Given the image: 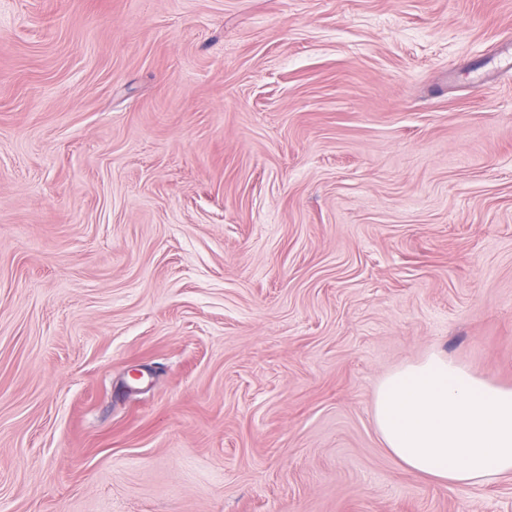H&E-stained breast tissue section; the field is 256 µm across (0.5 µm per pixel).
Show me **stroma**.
<instances>
[{
	"label": "stroma",
	"instance_id": "1",
	"mask_svg": "<svg viewBox=\"0 0 512 512\" xmlns=\"http://www.w3.org/2000/svg\"><path fill=\"white\" fill-rule=\"evenodd\" d=\"M512 0H0V512H512L373 421L512 387Z\"/></svg>",
	"mask_w": 512,
	"mask_h": 512
}]
</instances>
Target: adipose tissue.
<instances>
[{
	"label": "adipose tissue",
	"mask_w": 512,
	"mask_h": 512,
	"mask_svg": "<svg viewBox=\"0 0 512 512\" xmlns=\"http://www.w3.org/2000/svg\"><path fill=\"white\" fill-rule=\"evenodd\" d=\"M373 419L408 470L448 485L512 474V388L433 354L386 375Z\"/></svg>",
	"instance_id": "adipose-tissue-1"
}]
</instances>
